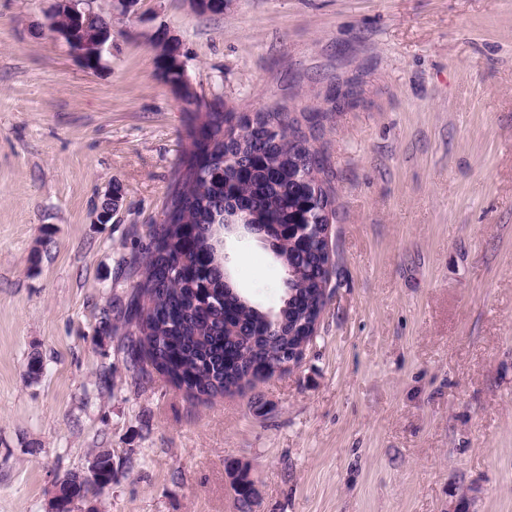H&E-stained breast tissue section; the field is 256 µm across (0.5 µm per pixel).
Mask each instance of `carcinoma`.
<instances>
[{"mask_svg":"<svg viewBox=\"0 0 512 512\" xmlns=\"http://www.w3.org/2000/svg\"><path fill=\"white\" fill-rule=\"evenodd\" d=\"M110 27L112 15L98 6L74 35L94 38ZM153 42L162 46L157 64L164 78L179 81L178 44L164 32ZM196 119L203 139L181 159L167 207L174 217L151 229L150 247L133 259L142 280L119 314L135 326L121 344L129 368L142 374L148 360L200 400L240 388L251 372L273 374L288 348L311 341L337 266L326 267L335 188L313 146L318 114L291 119L273 107L252 123L245 112L210 108ZM273 124L280 132L263 130ZM236 207L248 223L263 226L275 254L296 271L276 310L256 307L225 278L218 232L227 238L242 231L224 223ZM97 455L99 480L67 473L59 488L64 501L85 503L112 481L111 452Z\"/></svg>","mask_w":512,"mask_h":512,"instance_id":"carcinoma-1","label":"carcinoma"}]
</instances>
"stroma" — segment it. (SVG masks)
I'll use <instances>...</instances> for the list:
<instances>
[{
    "label": "stroma",
    "instance_id": "1",
    "mask_svg": "<svg viewBox=\"0 0 512 512\" xmlns=\"http://www.w3.org/2000/svg\"><path fill=\"white\" fill-rule=\"evenodd\" d=\"M52 4L0 0V512H49L97 449L101 512H512V0H139L94 70ZM161 30L226 110L323 109L336 189V288L299 367L209 400L119 350L192 122ZM230 253L277 307L272 255Z\"/></svg>",
    "mask_w": 512,
    "mask_h": 512
}]
</instances>
